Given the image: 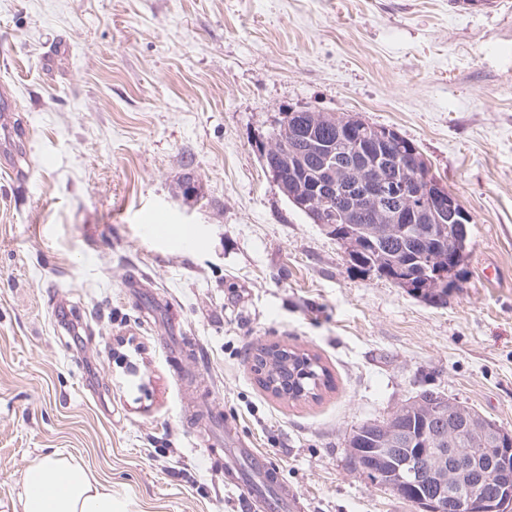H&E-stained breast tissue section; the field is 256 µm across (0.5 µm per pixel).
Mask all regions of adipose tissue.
Returning a JSON list of instances; mask_svg holds the SVG:
<instances>
[{"mask_svg": "<svg viewBox=\"0 0 512 512\" xmlns=\"http://www.w3.org/2000/svg\"><path fill=\"white\" fill-rule=\"evenodd\" d=\"M20 512H115L111 484L101 482L73 456L47 455L25 469Z\"/></svg>", "mask_w": 512, "mask_h": 512, "instance_id": "ef3b65f1", "label": "adipose tissue"}]
</instances>
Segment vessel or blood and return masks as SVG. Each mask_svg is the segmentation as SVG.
<instances>
[{"instance_id":"1","label":"vessel or blood","mask_w":512,"mask_h":512,"mask_svg":"<svg viewBox=\"0 0 512 512\" xmlns=\"http://www.w3.org/2000/svg\"><path fill=\"white\" fill-rule=\"evenodd\" d=\"M224 475L232 481L243 480L247 486L244 497L253 512H292L294 497L281 482L276 466L230 427L224 430Z\"/></svg>"}]
</instances>
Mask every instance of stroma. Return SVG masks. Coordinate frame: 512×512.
Returning <instances> with one entry per match:
<instances>
[{"label":"stroma","instance_id":"obj_1","mask_svg":"<svg viewBox=\"0 0 512 512\" xmlns=\"http://www.w3.org/2000/svg\"><path fill=\"white\" fill-rule=\"evenodd\" d=\"M0 512L74 455L118 512H245L179 389L279 467L298 512H420L353 472L360 424L434 390L512 431V0H0ZM415 143L470 213L433 306L354 270L260 161L283 114ZM136 278L166 298L141 310ZM334 386L289 402L262 345ZM254 358L259 360V364L253 366L258 374V383L276 397L288 401L317 399V392L322 387H331L327 368L320 364L316 356L305 351L276 344L260 346L256 348Z\"/></svg>","mask_w":512,"mask_h":512}]
</instances>
